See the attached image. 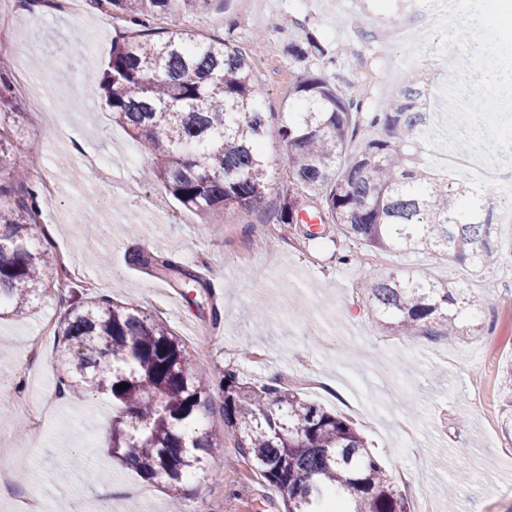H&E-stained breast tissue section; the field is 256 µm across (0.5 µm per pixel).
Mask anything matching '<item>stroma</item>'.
Segmentation results:
<instances>
[{
    "label": "stroma",
    "instance_id": "obj_1",
    "mask_svg": "<svg viewBox=\"0 0 512 512\" xmlns=\"http://www.w3.org/2000/svg\"><path fill=\"white\" fill-rule=\"evenodd\" d=\"M9 2L19 43L17 52L0 50V72L13 83L26 71L32 84L13 93L28 111L12 143L17 153L39 157L53 186L39 209L41 245L55 262L30 312L0 316V447L10 449L0 457V512L32 494L45 512H284L278 491L224 434L219 382L230 367L244 381L275 378L306 398V379L320 378L328 390L319 404L354 423L410 507L426 499L435 512H512V439L501 430L496 392L497 371L512 367V225L497 226L496 251L476 273L441 250L376 252L325 223H311L318 236L310 240L297 224L266 236L262 226L280 204L274 192L251 213L209 224L145 180L143 146L90 91L116 34L109 15L93 9L75 18ZM358 13V0H264L259 14L249 0H207L190 17L161 16L150 27L157 38L185 28L247 51L270 114L269 168L281 184L289 175L277 114L306 72L289 56L290 43L315 33L335 61H314L311 70L365 85L371 111L393 94L390 78L403 57L416 59L417 74L431 70L439 36L397 42L375 26L365 33ZM76 40L78 54L68 49ZM50 54L54 67L36 66ZM91 156L108 162L107 175L87 167ZM134 248L179 253L180 264L211 285L213 299L199 283L180 285L129 265ZM342 254L351 262L340 263ZM391 273L468 288L473 331L390 334L361 305L360 289ZM99 296L164 321L214 383L205 427L216 464L178 494L157 487L151 497L136 495L142 479L107 450L111 398L61 391L66 367L56 329L65 310ZM214 306L223 317L216 329ZM95 466L111 468L109 483L88 479Z\"/></svg>",
    "mask_w": 512,
    "mask_h": 512
}]
</instances>
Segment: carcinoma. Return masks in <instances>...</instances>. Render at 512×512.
Returning <instances> with one entry per match:
<instances>
[{
    "mask_svg": "<svg viewBox=\"0 0 512 512\" xmlns=\"http://www.w3.org/2000/svg\"><path fill=\"white\" fill-rule=\"evenodd\" d=\"M207 0H96L126 24L112 38L99 85L112 121L145 142L148 181L164 184L185 209L211 224L230 211L258 208L275 181L265 155L266 123L247 53L225 41L200 40L189 29L155 39L148 21L194 13ZM360 16L385 23L411 17L420 0H359ZM297 63L325 60L311 33L288 46ZM427 84L412 78L378 112L366 99L309 74L284 107L279 135L294 182L319 191L336 232L381 251L442 250L480 268L494 248L495 224L485 199L467 181L431 174L419 159ZM19 122L24 108L0 74V116ZM375 132L351 161L343 155L359 125ZM29 160L0 129V316L27 313L46 291L47 253L35 239L38 207ZM278 195L276 221L296 224L300 199ZM129 261L176 282L200 281L167 258L138 249ZM361 303L382 313L396 335L456 336L472 318L467 289L394 275L362 289ZM60 357L77 394L100 393L119 407L112 417V456L170 494L209 463L204 432L211 385L162 321L109 298L65 312ZM127 384L121 390L118 385ZM224 427L264 480L278 488L284 512H410L366 441L345 417L282 383L245 382L224 370ZM502 430L512 434V372L498 386Z\"/></svg>",
    "mask_w": 512,
    "mask_h": 512,
    "instance_id": "carcinoma-1",
    "label": "carcinoma"
}]
</instances>
